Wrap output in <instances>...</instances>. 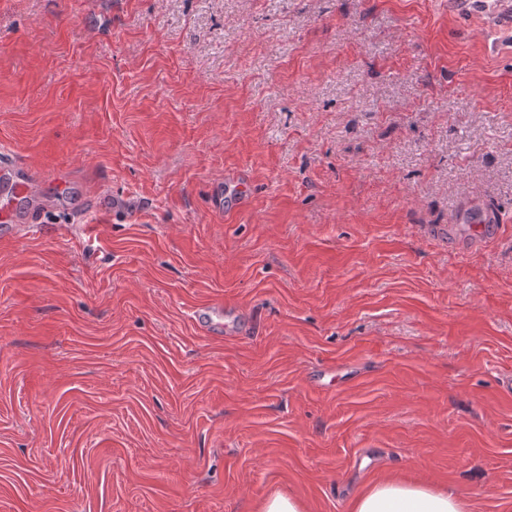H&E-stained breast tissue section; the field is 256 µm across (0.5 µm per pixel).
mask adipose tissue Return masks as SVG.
<instances>
[{
  "label": "adipose tissue",
  "instance_id": "adipose-tissue-1",
  "mask_svg": "<svg viewBox=\"0 0 512 512\" xmlns=\"http://www.w3.org/2000/svg\"><path fill=\"white\" fill-rule=\"evenodd\" d=\"M352 512H467V505L432 485L386 476L354 496Z\"/></svg>",
  "mask_w": 512,
  "mask_h": 512
}]
</instances>
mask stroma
I'll return each mask as SVG.
<instances>
[{"label": "stroma", "mask_w": 512, "mask_h": 512, "mask_svg": "<svg viewBox=\"0 0 512 512\" xmlns=\"http://www.w3.org/2000/svg\"><path fill=\"white\" fill-rule=\"evenodd\" d=\"M453 2L0 0V512H512L511 35ZM352 512H467V505L432 485L385 476L353 497ZM257 512H304V505L281 492H273L258 505Z\"/></svg>", "instance_id": "stroma-1"}]
</instances>
